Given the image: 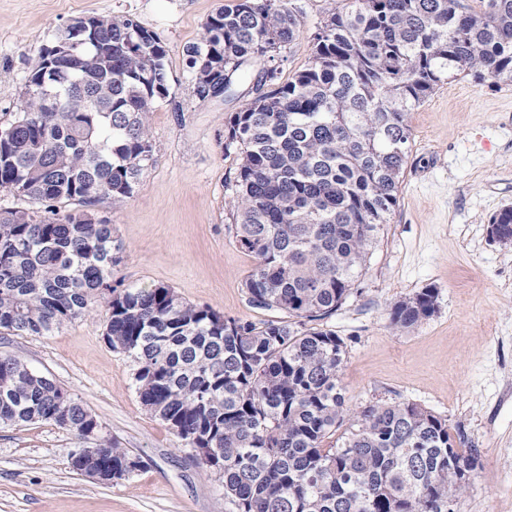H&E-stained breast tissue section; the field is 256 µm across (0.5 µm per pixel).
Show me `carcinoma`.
Here are the masks:
<instances>
[{
  "label": "carcinoma",
  "mask_w": 512,
  "mask_h": 512,
  "mask_svg": "<svg viewBox=\"0 0 512 512\" xmlns=\"http://www.w3.org/2000/svg\"><path fill=\"white\" fill-rule=\"evenodd\" d=\"M80 44L58 37L63 65L39 55L23 112L0 127V191L34 204L0 208V332L47 337L108 308L109 347L135 365L142 404L219 474L232 512H448L478 449L418 404L349 408L345 341L309 327L345 303L398 205L408 113L460 74L512 82V0H339L312 33L309 65L288 81L273 64L304 26L291 0H225L184 49L193 94L227 96L267 60L254 96L224 129L239 159L229 230L255 259L250 306L287 318L258 326L182 301L164 285L112 281V224L89 210L135 193L154 161L147 120L169 96L167 51L134 17L100 18ZM53 96L36 93L43 78ZM72 206L61 212L59 205ZM512 236V207L494 215ZM437 309L425 288L396 303L410 330ZM47 422L102 433L81 400L0 354V426ZM115 472L141 461L104 436Z\"/></svg>",
  "instance_id": "cac0c4a2"
}]
</instances>
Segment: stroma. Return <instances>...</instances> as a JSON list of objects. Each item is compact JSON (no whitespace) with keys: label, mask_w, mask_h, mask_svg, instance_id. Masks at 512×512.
<instances>
[{"label":"stroma","mask_w":512,"mask_h":512,"mask_svg":"<svg viewBox=\"0 0 512 512\" xmlns=\"http://www.w3.org/2000/svg\"><path fill=\"white\" fill-rule=\"evenodd\" d=\"M224 0H0V126L24 106L26 78L43 47L88 16L135 17L165 43L171 90L149 113L154 163L131 198L102 200L121 246L112 277L164 285L192 305L263 324L243 282L253 257L229 233L235 156L222 135L251 98L243 81L229 99L199 100L183 56ZM301 34L282 51L289 77L311 57V35L335 0H296ZM409 156L399 203L373 245L355 290L322 328L347 344L341 385L350 407L411 402L461 426L479 458L454 512H512V244L489 235L512 207V84L449 80L408 114ZM437 310L418 327L390 325L393 306L422 289ZM104 304L51 336L0 334V353L53 378L96 415L108 437L142 466L91 482L69 465L84 442L36 422L0 427V512H229L218 474L142 405L134 365L105 344Z\"/></svg>","instance_id":"1"}]
</instances>
